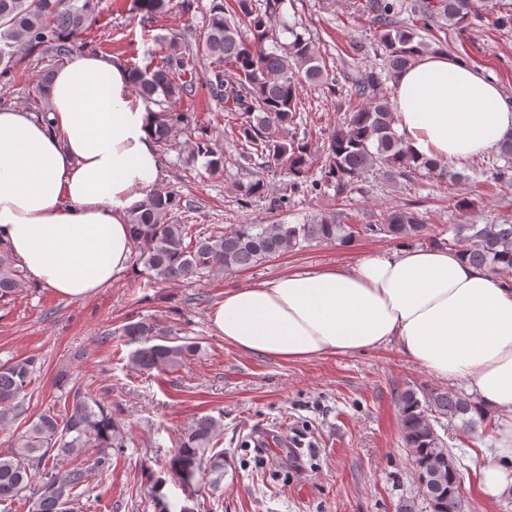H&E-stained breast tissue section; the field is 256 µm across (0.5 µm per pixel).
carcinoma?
Instances as JSON below:
<instances>
[{"mask_svg":"<svg viewBox=\"0 0 512 512\" xmlns=\"http://www.w3.org/2000/svg\"><path fill=\"white\" fill-rule=\"evenodd\" d=\"M170 0H135L136 8L147 15L165 11ZM282 0H266L265 14L253 10L252 0H234V8L224 0H212L208 19L192 41L185 45L172 39L160 61L143 68L135 66L133 90L158 110L155 140L167 145L176 133L195 121L193 114L180 112L177 104L192 92L184 78L196 63L204 65L205 83L224 111L241 119L237 141L243 156H259L264 162L286 171L293 189L320 193L332 188L344 198L365 173L375 169L388 176H408L416 170L443 172L440 167L420 161L394 128L389 100L370 96L376 77L368 75L354 84L350 98L360 104L349 108L344 122L327 138L326 161L321 177H313L315 154L309 142L286 139L283 131L296 119L302 86L322 82L324 69L311 41L283 23L292 40L278 41L270 32V18L279 13ZM99 0H0V78L15 70L20 49L30 54L51 53L67 58L75 53L79 36L98 15ZM374 22L380 28L386 65L395 77L430 49L422 32L436 17L448 21L460 32L468 30L478 0H410L408 20L400 18L403 5L398 0H368ZM248 20L246 28L241 21ZM501 166L493 167V179L512 180V133L498 146ZM205 159L204 168L215 175L224 169V157L212 147L205 131H200L180 162L192 166ZM261 172L238 188V200L247 207L265 193ZM191 209L173 189L148 192L129 214L136 263L164 283L181 282L213 272L248 270L288 251H302L314 242L339 240L350 243L357 235L383 234L395 240L421 237L425 232L418 213L409 207L391 210L382 224L357 228L342 224L335 216L322 215L307 224L216 225L209 233L180 220ZM452 238L432 237L428 244L465 255L475 266L488 272L512 270V224H455ZM22 274L7 248L0 245V299L21 287ZM123 334L140 343L129 361L143 371L172 370L194 355L198 345L172 343L168 331L157 321L140 316L129 321ZM33 356L0 362V427L13 425L25 413L23 402L35 373ZM59 411H44L24 421L25 431L9 436L7 448L0 450V505H8L26 491L36 495L34 512H73L78 489L87 482L88 469L82 463L58 470L66 458H78L82 450L99 449L93 467H112V450L129 447L126 425L112 408L96 399L93 392L74 385L61 394ZM406 448L417 477L426 480L423 496L430 497L432 512H461L459 475L436 427L442 419H459L473 432L487 414L478 402L462 393L409 389L399 397ZM223 430V419L210 414L195 416L181 433L169 460V470L190 488L206 480L217 487L224 479V453L214 445Z\"/></svg>","mask_w":512,"mask_h":512,"instance_id":"carcinoma-1","label":"carcinoma"}]
</instances>
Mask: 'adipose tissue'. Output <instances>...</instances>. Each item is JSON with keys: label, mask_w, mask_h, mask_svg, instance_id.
Instances as JSON below:
<instances>
[{"label": "adipose tissue", "mask_w": 512, "mask_h": 512, "mask_svg": "<svg viewBox=\"0 0 512 512\" xmlns=\"http://www.w3.org/2000/svg\"><path fill=\"white\" fill-rule=\"evenodd\" d=\"M134 76L104 54L54 69L44 111L0 107V242L43 287L83 299L128 268L130 210L162 161ZM398 130L420 159L484 155L512 131V96L481 70L428 52L395 83ZM210 324L248 354L288 362L396 345L465 381L512 433V289L445 248L374 251L225 292Z\"/></svg>", "instance_id": "1"}]
</instances>
